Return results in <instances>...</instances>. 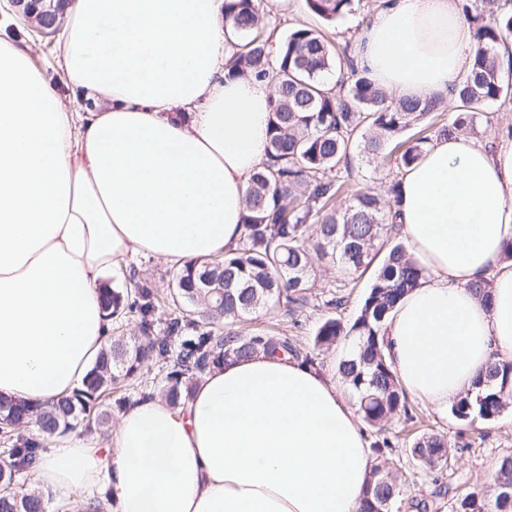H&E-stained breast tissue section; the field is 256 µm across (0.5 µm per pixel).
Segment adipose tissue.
Instances as JSON below:
<instances>
[{
	"mask_svg": "<svg viewBox=\"0 0 512 512\" xmlns=\"http://www.w3.org/2000/svg\"><path fill=\"white\" fill-rule=\"evenodd\" d=\"M224 16V0H73L63 60L84 112L0 41V395L82 385L111 333L104 280L130 259L238 248L277 93L228 76ZM474 50L459 0H381L356 47L398 99L447 94ZM397 192L393 223L427 276L385 342L403 388L444 411L512 356V133L438 137ZM373 466L335 384L260 353L204 375L185 408L144 399L109 439L57 438L34 472L56 501L108 487L115 512H359Z\"/></svg>",
	"mask_w": 512,
	"mask_h": 512,
	"instance_id": "obj_1",
	"label": "adipose tissue"
}]
</instances>
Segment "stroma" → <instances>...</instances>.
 Instances as JSON below:
<instances>
[{
  "instance_id": "1",
  "label": "stroma",
  "mask_w": 512,
  "mask_h": 512,
  "mask_svg": "<svg viewBox=\"0 0 512 512\" xmlns=\"http://www.w3.org/2000/svg\"><path fill=\"white\" fill-rule=\"evenodd\" d=\"M380 5V0H352V7L343 17L333 21L319 18L306 7L305 0H288L287 7L279 8L271 0H261V24L276 40H283L288 30L309 26L319 29L335 48L341 49L353 43L358 30L364 26ZM0 38L25 43L32 55V61L45 79L54 85L65 102H72L77 93L62 61V41L47 44L30 27L11 19L7 0H0ZM399 170L396 164H379L365 155L353 154L348 172L344 178L349 192H369L381 198H388V190L397 180ZM173 270L150 258L130 260L127 267L112 275L113 287H125L130 275H138L158 292H166ZM373 270L355 274L344 273L338 265L326 259H314L310 282L312 288L308 300L297 312H289L285 306L260 311L237 320L236 331L248 334L266 331L277 336L288 337L298 347L312 350L313 338L318 327L329 318L352 323L357 316L366 294L373 282ZM343 297L341 307H333V297ZM412 419L397 415L388 422L384 433L366 429L368 443L387 438L392 447V456L398 468L411 479L409 486L413 495H427L433 490L428 479L414 475L404 454L406 442L417 434L429 431L447 436L449 443L458 446L459 451L452 469L444 471L442 482L452 484L459 490H480L493 482L494 468L498 458L512 453V406L491 423L480 420L467 424L455 419L444 411L432 408L418 398H411Z\"/></svg>"
}]
</instances>
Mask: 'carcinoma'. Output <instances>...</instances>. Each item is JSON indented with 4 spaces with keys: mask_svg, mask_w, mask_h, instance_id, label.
I'll use <instances>...</instances> for the list:
<instances>
[{
    "mask_svg": "<svg viewBox=\"0 0 512 512\" xmlns=\"http://www.w3.org/2000/svg\"><path fill=\"white\" fill-rule=\"evenodd\" d=\"M257 2L225 4V18L236 33L229 75L271 74L277 85L269 159L253 175L247 192L241 246L222 258L196 260L175 271L165 299L136 282L125 290L105 289L107 316L117 328L130 322L135 330L110 337L82 387L35 406L0 397V512H42L40 496L12 491L20 472L33 467L39 456L40 442L26 436L33 424L45 440L78 427L103 436L112 421V406L131 403L126 396L108 402L112 390L128 387L140 399L159 394L171 407L183 408L206 372L261 351L317 366L316 358L302 353L286 336L241 334L231 326L271 303L303 305L310 288L312 255L355 273L368 268L375 258L373 250L388 235L391 212L377 196L357 193L340 210L332 204L345 185L338 175L340 165L358 150L381 164L414 163L430 139L420 137L409 145L399 137L430 114L444 111V98L394 101L363 76L332 92L325 88V75L344 65L356 71L354 51L346 49L341 59L318 30L302 27L290 31L279 55L272 57L260 29ZM351 2L306 0L308 9L325 20L342 16ZM485 5L493 19L482 10L468 15L477 46L467 75L450 91L457 116L442 129L444 133L475 131L484 109L512 92V85L501 78L495 53L512 33V12L499 11L497 0H485ZM424 277L425 269L412 259L405 243L392 244L354 321L345 324L328 318L313 339L319 350L349 342L336 372L357 394L363 422L378 431L394 416L408 412L407 394L384 349L383 326L398 302ZM166 299L174 306L173 316L166 334L157 336L155 316ZM483 386L485 391L476 398L465 395L451 405L454 418L496 420L512 399V362H492ZM388 451V447L374 449L376 463L360 512H400L405 504L428 512L429 501L407 496ZM405 454L419 472L436 482L434 474L448 466L454 449L442 435L422 434L409 442ZM451 512H512V453L498 459L490 491L453 495Z\"/></svg>",
    "mask_w": 512,
    "mask_h": 512,
    "instance_id": "obj_1",
    "label": "carcinoma"
}]
</instances>
